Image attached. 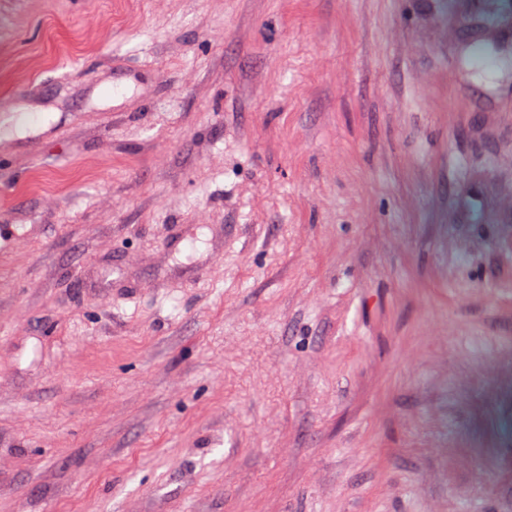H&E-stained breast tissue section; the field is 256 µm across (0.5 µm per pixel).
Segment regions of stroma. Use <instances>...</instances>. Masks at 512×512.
Instances as JSON below:
<instances>
[{
	"label": "stroma",
	"instance_id": "1",
	"mask_svg": "<svg viewBox=\"0 0 512 512\" xmlns=\"http://www.w3.org/2000/svg\"><path fill=\"white\" fill-rule=\"evenodd\" d=\"M36 113L0 126V512H512L483 0H0V115Z\"/></svg>",
	"mask_w": 512,
	"mask_h": 512
}]
</instances>
